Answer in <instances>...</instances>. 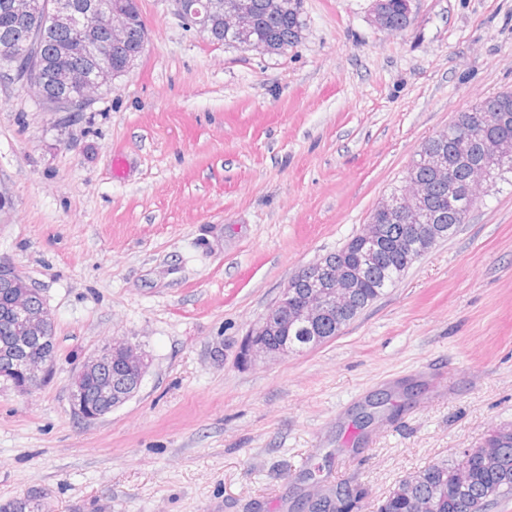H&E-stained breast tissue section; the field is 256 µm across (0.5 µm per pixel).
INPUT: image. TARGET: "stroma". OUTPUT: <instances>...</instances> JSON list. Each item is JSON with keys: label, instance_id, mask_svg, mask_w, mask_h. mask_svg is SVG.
I'll use <instances>...</instances> for the list:
<instances>
[{"label": "stroma", "instance_id": "obj_1", "mask_svg": "<svg viewBox=\"0 0 512 512\" xmlns=\"http://www.w3.org/2000/svg\"><path fill=\"white\" fill-rule=\"evenodd\" d=\"M141 58L82 112L0 80V263L39 288L55 374L0 380V502L42 512H301L316 486L377 512L410 473L512 425V180L483 189L342 333L242 365V338L302 266L401 186L422 143L512 90V0H304L262 56L139 0ZM118 336L150 361L93 422L68 384ZM391 0H375L373 9V24L380 30L387 31L389 29V18L391 11ZM402 3V12L399 10L393 11L390 18V32H397L403 30L405 27V14L408 20L411 10V0H400Z\"/></svg>", "mask_w": 512, "mask_h": 512}]
</instances>
